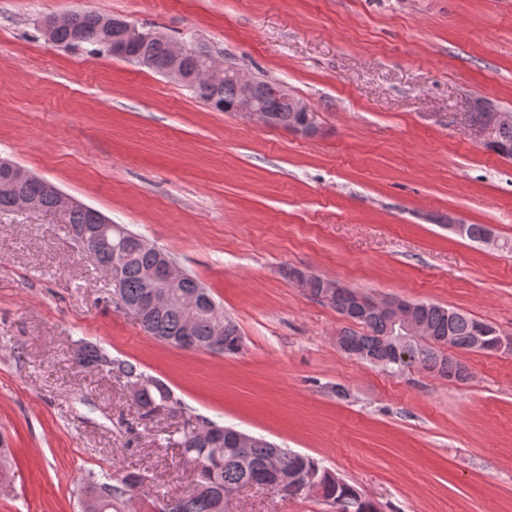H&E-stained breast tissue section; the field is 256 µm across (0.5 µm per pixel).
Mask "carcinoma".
Masks as SVG:
<instances>
[{
  "label": "carcinoma",
  "mask_w": 512,
  "mask_h": 512,
  "mask_svg": "<svg viewBox=\"0 0 512 512\" xmlns=\"http://www.w3.org/2000/svg\"><path fill=\"white\" fill-rule=\"evenodd\" d=\"M112 42V15L97 11H75L55 23L53 44L66 48L76 45L92 55L112 56L103 44ZM173 44L171 40L157 39L149 42L128 43V52L142 57V66L159 72L169 61ZM193 93L214 109L234 102L237 90L233 82L211 85L199 81ZM254 97L259 105L278 115L284 128L295 122L311 118L308 112H295L289 101L274 96L262 81L254 87ZM495 152L512 158V123L496 127ZM24 195L35 202L38 210L52 211L58 208V197L54 190L43 182L24 183L11 191H0V212L15 210L18 196ZM69 232L81 236L85 253L98 257L96 266L106 274L117 277L120 288L113 293L125 302H138L142 311L139 325L147 335L171 343L185 350L207 349L217 353L235 354L241 350L242 336L234 321L224 317L220 307L208 303L198 304L191 327L177 305L156 307L148 304L146 273L156 270L163 262L167 251L156 246L145 248L133 237L97 241L91 237L96 225L93 208H75L68 212ZM331 288L333 294L329 304L336 312L357 323L362 330L340 331L345 342L357 347L368 357V362L379 364L387 359L385 368L401 371L416 364L442 377L448 372L466 369L465 364L455 358H443L439 348L411 342L404 346L398 356H393L382 341L393 335L394 329L387 316L373 305V299L354 289L344 288L336 282L317 275L310 276L309 292L316 296L322 289ZM209 293L194 277L189 276L176 288L174 295L180 299L200 298ZM416 321L424 322L431 336L443 344L467 351L471 349V337L477 332L488 336L496 332L492 325L479 321L461 311L433 303H419L410 312ZM224 327L222 346L211 343L217 326ZM453 339H448V336ZM75 361L83 367L106 372L135 390V398L142 409V416L152 417L162 411L178 412L183 417L184 432L174 440L177 447L196 449L198 462L194 470V490L185 496L169 497L162 501L159 512H224V491L236 488L249 481L267 482L276 473L298 472L314 478L322 487L324 502L331 512H377L376 506L363 498L361 493L344 480L323 468L312 457L281 448L262 438L249 448H233L230 441L235 432L232 427L220 425L186 411L170 387L163 381L147 375L140 365L127 359H114L103 348L89 341L81 342L75 351ZM142 477L129 473L119 479L112 471L102 469L89 472L84 490L97 492V498H81V512H120L124 504L139 486Z\"/></svg>",
  "instance_id": "1"
}]
</instances>
